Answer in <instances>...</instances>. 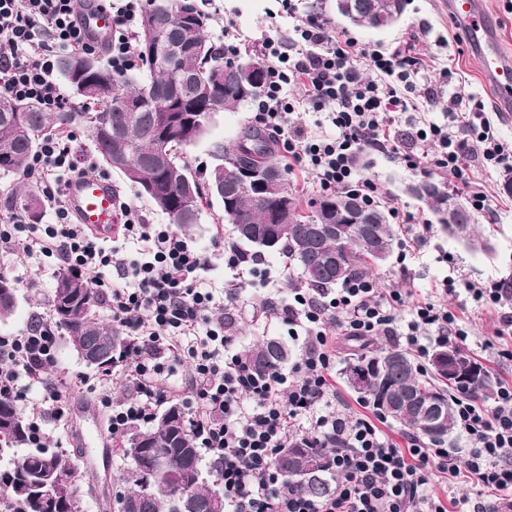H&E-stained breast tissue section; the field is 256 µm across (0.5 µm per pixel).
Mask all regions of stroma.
I'll list each match as a JSON object with an SVG mask.
<instances>
[{"label": "stroma", "instance_id": "1", "mask_svg": "<svg viewBox=\"0 0 512 512\" xmlns=\"http://www.w3.org/2000/svg\"><path fill=\"white\" fill-rule=\"evenodd\" d=\"M408 5L401 20L394 26L373 31L349 28L359 42L378 48H390L409 37H417L421 49L430 57L432 69L417 77V84L433 88L430 98L421 100L418 110L404 114L405 122L413 123L427 118L439 124L447 123L452 112H464L470 100L483 101L499 137L512 143V115L497 111L481 80L479 63L464 53L463 35L456 29L447 13L440 6L441 0H407ZM243 37H252L267 31L290 37L295 25L311 14L320 13L333 18L337 28H347L345 21L337 19L334 0H298L295 16L276 15V0H217ZM254 123V105L246 103L238 111H219L213 114L203 138L187 151L191 167L209 168L213 159L211 149L215 143L236 142L245 127ZM359 164L364 173L374 176L381 183L387 197L397 199L405 210L415 214L416 226L400 225V244L391 256L372 272L378 287L400 288L413 297L439 298L444 281L487 282L505 279L512 281V195L503 190L504 173H488L480 166H472L474 180L484 183L491 198L488 210L477 213L478 231L488 237L492 248L488 251L471 250L463 241L441 232L432 210L412 197L407 188L422 180L419 171L401 166L385 155L369 152L361 156ZM217 204L203 205L198 224L186 230L185 235L198 249L209 251L214 245L231 246L232 227L218 217ZM247 266L257 267L260 275L254 286L243 292L242 315L236 318L232 332L239 351H246L255 344L275 340L288 351V365L300 362L302 340L289 333L288 324L270 315L268 301L278 303L291 298L299 288L298 270L284 251H264L245 256ZM59 270L51 258L27 256L22 249L0 246V275L14 281L18 287L19 305L14 316L0 322V335L21 332L39 314H49V299ZM498 317L495 312L482 311L470 315L468 320L469 345L467 354L480 361L493 378H512V361L501 357L503 344L495 335ZM373 347H392L393 342L383 335L360 340L351 336L338 337L336 391L339 402L332 409L340 415L359 412L357 394L349 388L343 370L360 344ZM183 344L176 343L160 352L142 351L145 360L164 362L162 384L171 393L172 401L188 404L192 395L189 383L190 365L183 355ZM49 373L54 377L82 376L87 380L81 394L94 401L110 399L112 404L125 402L133 394V382L125 372L104 375L86 367L76 352L66 342L59 340L57 357ZM18 409L24 416H31L33 409L42 408L46 439L49 450L73 453L74 447L65 431L64 422L45 409L42 392L33 386L25 391ZM98 472L103 475V485L108 494L104 501H96L94 486L88 476H80L79 488L84 512H114V497L123 491L120 475L128 463L122 456L97 455Z\"/></svg>", "mask_w": 512, "mask_h": 512}]
</instances>
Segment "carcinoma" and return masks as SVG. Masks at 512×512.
<instances>
[{
	"instance_id": "1",
	"label": "carcinoma",
	"mask_w": 512,
	"mask_h": 512,
	"mask_svg": "<svg viewBox=\"0 0 512 512\" xmlns=\"http://www.w3.org/2000/svg\"><path fill=\"white\" fill-rule=\"evenodd\" d=\"M156 9L166 12L169 27L179 32L189 23L188 15L199 19L192 34L194 50L184 55L180 68L204 74L216 63L226 67L237 61L247 70L239 77L235 72L224 74V83L217 90L216 98L203 101L201 116L189 109L186 104L175 105L183 97L178 86L172 80V72L160 60H151L144 53L142 41L146 37L145 22ZM336 14L347 22L370 28L378 18L392 15L401 19L406 9V0H336ZM209 15L202 9L198 0H145L141 11L134 39V50L139 60V67L126 73H115L99 59L80 53L66 55L60 59L59 70L62 78L70 87L73 95L81 100L82 112H47L39 106L25 102L0 98V173L22 175L36 148L46 137L55 136L75 122L85 125L91 133V144L107 166H112V154L124 155L128 162L141 171V182L134 184L139 195L148 198L153 205L168 215L171 223L181 228L195 224L198 218L188 221L177 208L168 207L165 200L181 196V188L175 184L158 181L159 134L162 126L169 122L183 125L188 122L189 129L181 132V151L177 161L190 169V177L195 193V200L200 202L207 197L220 201L224 220L232 225L248 224L261 231L272 228L268 224L269 210L278 205L272 201L268 209L254 207L250 197L241 193L231 201L224 200L213 190L212 172L219 169L227 160L239 156L242 165H264L274 169L280 176L283 189L288 195L294 210L301 212L318 210L336 218L341 234L330 231L331 225H323L321 235L310 239L309 225L290 224L288 234L280 237L278 247L288 252V258L295 262L300 271V282L308 288H328L343 284L355 275H365L371 268L370 252L374 245H379L387 253H392L399 244V232L390 224L388 213L381 206L358 205L365 211L382 216V223L375 225L376 239H371L363 232L362 225L346 223L345 214L336 209L339 198L356 199L346 191L338 190L330 195H321L302 204L292 188L288 167L282 165L273 147L263 132L257 128H247L235 144L213 146L215 164L211 171L200 173L191 169L185 160L186 149L195 145L204 135L212 115L221 110L236 111L240 106L258 99L266 87L267 65L257 52H244L231 60L224 57L215 44L207 38ZM102 75L106 78L110 93L98 98L85 97L80 84L92 76ZM130 100L134 109L129 112H116L112 109L113 96ZM109 115L112 118V134L106 138L93 122L86 119L88 113ZM429 193L426 203L433 212L439 214L448 206L451 193L443 182H426ZM13 200L21 208L32 211L37 204V191L34 187L23 184L12 188ZM65 277L83 283L82 288H53L50 303L56 328L73 347H78L93 336H110L128 351L131 341L128 337L112 327L101 315L102 300L92 280L72 271L60 272L56 280ZM0 320L10 318L19 304L18 288L8 278L0 276ZM74 295L73 304H85L84 315L69 318L63 311L67 294ZM401 355L407 372L391 371L386 375L391 394L406 398L416 391H430L439 395V401L448 406V420L439 434H429L424 418L419 411L410 406L395 414L392 419L405 428L422 436H431V441L445 443L455 426V413L448 399V377L442 373L423 368L408 352L394 349ZM386 349H360L346 370L360 364H368L384 354ZM246 357L255 369L264 372L288 359V353L275 341H266L247 351ZM0 418L8 421L9 443L0 448V461L7 460V466L0 468V512H39V489L44 486L45 475L55 478L57 484L69 483L78 479L79 465L77 459L46 449L23 451L21 446L28 442V424L16 404L9 400H0ZM142 437L148 447L142 449L139 456H131L127 448H121L122 455L129 460L130 468L124 476L129 484L127 493L120 497H136L142 491L150 474V462L159 458L166 470V475L174 477L193 465H203L200 450L195 447L191 436V424L184 407L174 402L157 414L152 427L135 430L130 437ZM290 447L296 449L299 457H311L319 462L317 475L307 483H300L291 478L286 479L288 486L311 499L318 500L332 491L331 479L327 477L330 448L323 445H302L294 442ZM207 473L211 479H203L194 486L169 484L165 490L153 499L148 512H180L182 499L192 495L213 504V512H224V494L219 492L216 477L219 467L211 464Z\"/></svg>"
}]
</instances>
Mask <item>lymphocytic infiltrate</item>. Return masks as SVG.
<instances>
[{
    "mask_svg": "<svg viewBox=\"0 0 512 512\" xmlns=\"http://www.w3.org/2000/svg\"><path fill=\"white\" fill-rule=\"evenodd\" d=\"M78 2L0 0L1 98L31 101L48 112L65 108L56 78L59 58L92 51L77 21ZM141 8V0L116 6L118 28L108 48L114 72L135 65ZM258 45L267 74L254 120L282 146L289 167L313 171L321 190H345L372 205L385 203L380 183L357 168L366 152L456 179L473 161L487 170H512V146L497 138L481 103L458 118L473 134L469 141L452 126L423 120L410 131L397 129L398 114L431 95L430 88L415 82L428 69L416 38L387 50L371 48L315 14L295 26L292 38L266 33ZM367 69L375 79L364 78ZM292 84L327 115L332 133H313L294 120L296 106L288 98ZM424 141L431 151L420 150ZM95 170V164L75 163L71 135L45 140L24 177L40 187L55 221L32 224L13 213L0 224V244L22 246L28 255L55 258L59 268L89 274L113 327L149 349L193 338L187 350L194 393L191 433L197 447L219 464L224 512H488L493 502L512 498V379L499 380L488 401L454 395L456 425L471 442L467 448L430 445L412 432L404 433L399 445L367 414L339 417L327 411L337 398L331 331L383 334L421 357L434 344L465 343L464 317L440 301H414L400 290L376 287L366 276L349 280L334 294L298 291L276 314L303 336L304 357L292 370L257 373L224 326L225 317L238 312L248 286L241 258L228 257L234 272L230 288L208 287L203 274L214 253L196 249L169 225L146 223L126 203L119 206L123 233L139 243V259H129L120 245L102 246L76 223L64 201L69 179ZM464 290L472 311L497 313V338L512 334V289L504 281H468ZM58 339L53 321L43 316L19 334L0 336V400H20L28 379L41 383L55 417L65 415L72 380L44 378ZM123 366L133 375L134 393L112 409L109 431L115 437L150 424L170 399L161 383L163 363L132 357ZM292 440L332 443L328 470L334 489L326 497L313 500L286 486L274 457ZM458 480L476 490V499L441 501L435 483Z\"/></svg>",
    "mask_w": 512,
    "mask_h": 512,
    "instance_id": "lymphocytic-infiltrate-1",
    "label": "lymphocytic infiltrate"
}]
</instances>
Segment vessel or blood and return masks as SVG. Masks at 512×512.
Here are the masks:
<instances>
[{
	"mask_svg": "<svg viewBox=\"0 0 512 512\" xmlns=\"http://www.w3.org/2000/svg\"><path fill=\"white\" fill-rule=\"evenodd\" d=\"M442 7L466 31L471 51L481 62V73L498 108L512 111V55L508 54L489 17L486 0H444ZM79 22L92 43L101 48L108 45L112 38V15L98 7L96 0H83ZM66 203L78 223L100 238L110 237L118 213L109 179L93 173L72 178L66 187ZM100 416L98 405L83 404L71 416L67 429L76 445L83 447L91 441L108 454L112 451L109 439L99 433L88 436L84 427L87 420Z\"/></svg>",
	"mask_w": 512,
	"mask_h": 512,
	"instance_id": "obj_1",
	"label": "vessel or blood"
}]
</instances>
